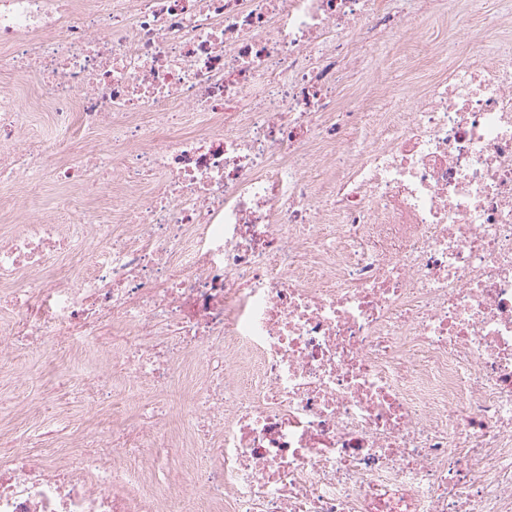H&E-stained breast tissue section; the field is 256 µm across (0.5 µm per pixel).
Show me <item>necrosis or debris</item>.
Masks as SVG:
<instances>
[{"instance_id":"4bbe7bcc","label":"necrosis or debris","mask_w":512,"mask_h":512,"mask_svg":"<svg viewBox=\"0 0 512 512\" xmlns=\"http://www.w3.org/2000/svg\"><path fill=\"white\" fill-rule=\"evenodd\" d=\"M390 3L0 0V73H51L53 125L108 134L58 160L0 91V182L152 185L122 230L0 236L10 335L81 343L77 398L136 409L108 448L18 439L0 512H512V14L368 112L340 76L399 37ZM174 104L198 132L152 147Z\"/></svg>"}]
</instances>
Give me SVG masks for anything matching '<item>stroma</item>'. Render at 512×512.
Listing matches in <instances>:
<instances>
[{"mask_svg":"<svg viewBox=\"0 0 512 512\" xmlns=\"http://www.w3.org/2000/svg\"><path fill=\"white\" fill-rule=\"evenodd\" d=\"M401 10L402 22L411 33L396 45L381 46L365 52L362 71L356 82L362 86L386 85L392 95L393 105L409 103L410 97L421 80L430 73L434 48L444 36L448 21L430 19L427 26L417 28L413 15L405 11V0H396ZM40 82L36 77L18 78L0 75V88L13 90L21 105L30 114V133L42 137L51 122L43 103ZM43 191L38 203H31L22 185L0 184V232L6 225L23 221L33 207H41L47 216H55L56 205L67 201L63 212L68 221H76L88 206L112 210L117 200L110 181L101 180L80 187H66L54 182L52 177L42 179ZM73 368L68 347H58L53 356L44 359L24 349L0 357V399L24 396L32 401V409L23 416L8 412L0 414V433L16 438L23 432H54V445L66 447L112 422L111 406H96L75 398L71 388L58 386L60 377Z\"/></svg>","mask_w":512,"mask_h":512,"instance_id":"obj_1","label":"stroma"}]
</instances>
